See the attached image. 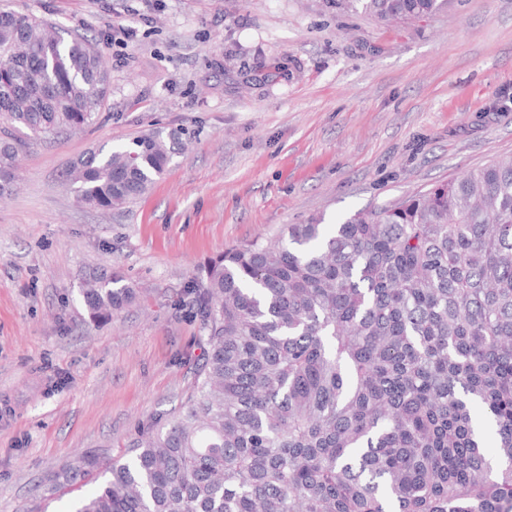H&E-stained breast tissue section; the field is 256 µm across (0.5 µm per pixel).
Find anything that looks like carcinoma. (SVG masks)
I'll return each instance as SVG.
<instances>
[{
  "instance_id": "1",
  "label": "carcinoma",
  "mask_w": 512,
  "mask_h": 512,
  "mask_svg": "<svg viewBox=\"0 0 512 512\" xmlns=\"http://www.w3.org/2000/svg\"><path fill=\"white\" fill-rule=\"evenodd\" d=\"M381 21L448 0H324ZM93 40L0 9V197L18 155L93 122ZM183 150L155 128L74 162L84 205L146 194ZM94 317L137 289L93 273ZM206 336L194 394L126 458L81 455L44 491L102 485L74 512H512V159L324 231L317 218L224 250L191 280ZM495 430L485 450L478 424Z\"/></svg>"
}]
</instances>
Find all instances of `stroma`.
<instances>
[{
  "instance_id": "stroma-1",
  "label": "stroma",
  "mask_w": 512,
  "mask_h": 512,
  "mask_svg": "<svg viewBox=\"0 0 512 512\" xmlns=\"http://www.w3.org/2000/svg\"><path fill=\"white\" fill-rule=\"evenodd\" d=\"M10 5L95 39L112 88L84 133L22 154L0 200V512L182 409L205 334L185 290L224 248L512 156V0L392 24L323 0ZM116 22L137 31L126 47ZM155 127L189 148L143 197L101 210L64 187L82 154ZM96 269L141 290L109 319L80 294Z\"/></svg>"
}]
</instances>
